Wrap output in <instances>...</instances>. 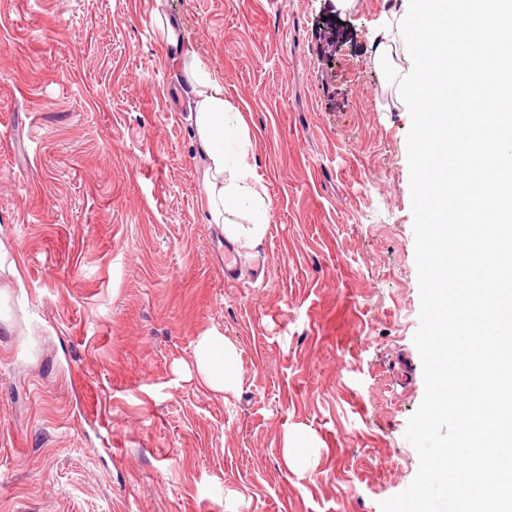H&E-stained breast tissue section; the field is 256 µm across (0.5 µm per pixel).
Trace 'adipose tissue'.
<instances>
[{
	"instance_id": "ef3b65f1",
	"label": "adipose tissue",
	"mask_w": 512,
	"mask_h": 512,
	"mask_svg": "<svg viewBox=\"0 0 512 512\" xmlns=\"http://www.w3.org/2000/svg\"><path fill=\"white\" fill-rule=\"evenodd\" d=\"M158 26L183 75L182 95L194 128L208 221L221 228L240 254L252 256L266 235L271 200L251 162L246 121L225 101L207 65L185 47L178 22L166 17ZM180 369L227 397L240 387L239 349L215 327L196 338L191 362L181 363Z\"/></svg>"
}]
</instances>
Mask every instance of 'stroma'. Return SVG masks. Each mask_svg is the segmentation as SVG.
Returning a JSON list of instances; mask_svg holds the SVG:
<instances>
[{
    "mask_svg": "<svg viewBox=\"0 0 512 512\" xmlns=\"http://www.w3.org/2000/svg\"><path fill=\"white\" fill-rule=\"evenodd\" d=\"M404 0H0V512H381L419 468ZM272 201L224 279L157 15ZM218 327L226 399L176 369ZM310 439L294 465L286 433Z\"/></svg>",
    "mask_w": 512,
    "mask_h": 512,
    "instance_id": "1",
    "label": "stroma"
}]
</instances>
